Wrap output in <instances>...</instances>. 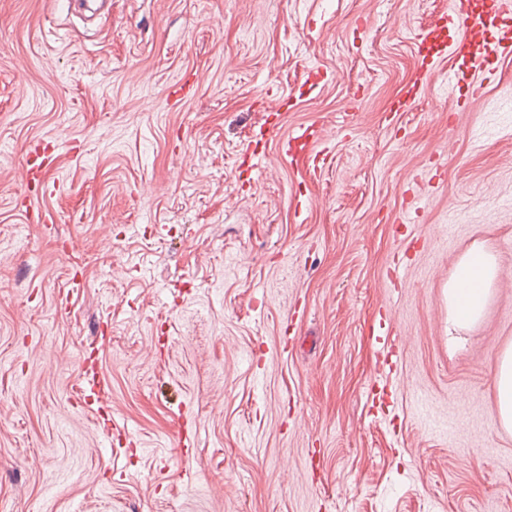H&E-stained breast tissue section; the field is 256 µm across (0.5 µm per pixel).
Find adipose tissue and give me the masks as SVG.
Wrapping results in <instances>:
<instances>
[{"mask_svg": "<svg viewBox=\"0 0 512 512\" xmlns=\"http://www.w3.org/2000/svg\"><path fill=\"white\" fill-rule=\"evenodd\" d=\"M498 275L497 257L485 247H472L459 259L446 292L449 344H456L457 331L468 329L481 320ZM493 383L499 424L512 432V345L499 353L493 366Z\"/></svg>", "mask_w": 512, "mask_h": 512, "instance_id": "adipose-tissue-1", "label": "adipose tissue"}]
</instances>
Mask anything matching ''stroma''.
I'll return each mask as SVG.
<instances>
[{"label":"stroma","mask_w":512,"mask_h":512,"mask_svg":"<svg viewBox=\"0 0 512 512\" xmlns=\"http://www.w3.org/2000/svg\"><path fill=\"white\" fill-rule=\"evenodd\" d=\"M452 9L0 0V512H512V57ZM452 19L462 33L458 47L467 51V56L473 64L486 63L489 59L501 57L505 53L512 54L510 24L502 22L497 27L496 34L490 35V15L472 12L468 0L455 2ZM499 275L496 255L484 246H473L457 262L448 280V344L460 341L453 333L468 329L483 317ZM469 285L471 288H463ZM492 373L499 424L512 432V344L499 353Z\"/></svg>","instance_id":"35a3bbf8"}]
</instances>
